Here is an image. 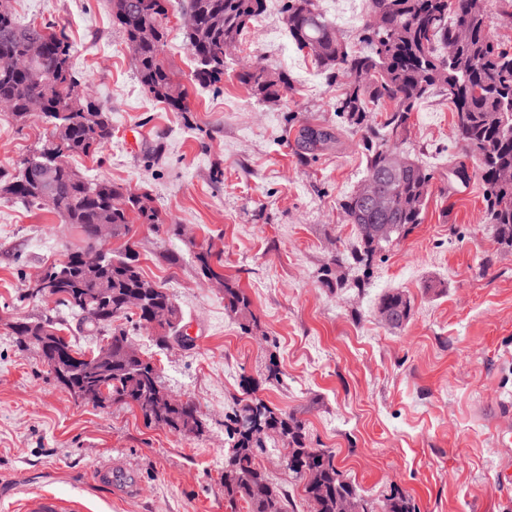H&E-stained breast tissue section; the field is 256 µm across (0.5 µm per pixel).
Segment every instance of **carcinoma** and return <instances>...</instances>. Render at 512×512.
Wrapping results in <instances>:
<instances>
[{
  "label": "carcinoma",
  "mask_w": 512,
  "mask_h": 512,
  "mask_svg": "<svg viewBox=\"0 0 512 512\" xmlns=\"http://www.w3.org/2000/svg\"><path fill=\"white\" fill-rule=\"evenodd\" d=\"M112 23L131 44L143 28L153 38L139 44L132 62L142 90L176 112H188L185 87L168 68L163 51L167 20L174 0H111ZM376 29H363L368 53H358L336 35V28L318 11L314 0H285L288 37L296 49L309 56L336 85L335 112L341 128L361 135L365 152V177L376 178L390 193V210L375 214L357 193L340 204L349 223L392 226L390 238L372 243L357 238L352 259L369 273L374 260L418 224L432 192L434 173L409 159L407 170L396 178L388 173L391 150L406 140L412 112L428 96L439 92L456 112L457 134L463 156L449 164L461 181L477 178L484 190L485 223L492 225L499 245L512 248V183L499 184L494 173L512 168V47L491 29L488 0H368ZM195 24L182 29L195 69L192 79L216 86L244 33L265 12L266 0H185ZM458 45L448 60L440 47ZM74 46L65 30L49 23H20L6 6L0 7V104L15 121L26 123L30 104L38 101L47 133L32 151L0 170V194L39 207L49 192L55 199L53 213L79 235L65 259L43 270L42 278L55 284L45 293L29 285L22 298H47L80 316L89 331L108 327L112 342V368L104 369L77 349L62 329L48 319L17 318L10 328L19 343L46 339L51 357L65 355V375L46 363L53 378L70 393L92 386L107 393V401L135 408L148 426H158L188 437L202 438L206 425L190 400L174 404L162 386L156 364L149 357L123 356L129 342L121 320L156 333L162 343L187 342L181 334L183 315L169 290L148 279L139 263L133 224L159 232H178L167 223L151 196L110 179H78L68 164L76 155L93 156L112 140V122L103 104L81 95L72 71ZM236 80L258 101L273 103L292 89L288 74L241 65ZM382 112L381 122L372 113ZM338 139L333 129L306 127L302 147L313 150ZM116 244L104 248L100 225ZM196 266L205 278H222L220 254L212 245L194 241ZM88 249L103 251L102 268L87 273L79 256ZM224 283V309L245 333L257 326V317L244 289L228 278ZM138 295L136 309L127 306ZM411 301L392 291L382 295L377 313L393 316L388 326L397 329L410 318ZM258 381L243 378V397L228 416L229 447L224 457V499L230 512L244 503L248 512H288V493L260 466L258 458L268 437L279 441L288 477L301 486L311 512H337L341 499H350L358 512H415L406 495L396 491L377 511L342 478L332 449L315 452L305 421L282 413L256 395Z\"/></svg>",
  "instance_id": "obj_1"
}]
</instances>
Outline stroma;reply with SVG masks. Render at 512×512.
I'll list each match as a JSON object with an SVG mask.
<instances>
[{"instance_id":"obj_1","label":"stroma","mask_w":512,"mask_h":512,"mask_svg":"<svg viewBox=\"0 0 512 512\" xmlns=\"http://www.w3.org/2000/svg\"><path fill=\"white\" fill-rule=\"evenodd\" d=\"M23 22L66 29L80 87L110 111L112 140L69 165L149 192L180 234L137 228L145 276L169 288L194 343L156 345L131 330L174 398L193 401L209 432L196 439L146 426L137 410L85 403L55 382L33 348L9 329L18 317L51 318L77 348L103 339L51 299L22 300L28 283L62 260L77 238L48 210L0 196V512H21L26 493L53 490L84 500L89 512H227L226 417L241 380L276 357L279 383L259 397L296 414L314 447L331 448L344 478L382 504L392 490L416 512H512V249L484 224L478 180L451 181L460 152L454 112L439 94L413 112L405 149L435 173L422 224L375 260L370 275L345 266L346 285L329 289L321 271L350 251L354 225L339 207L361 183L359 138L307 152L303 127H336L335 87L292 45L281 13L268 8L244 37L237 59L288 73L291 91L258 102L232 73L219 89L192 86L193 60L180 13L169 17L167 65L187 85L190 109L175 112L141 89L110 0H7ZM338 36L356 43L367 0H316ZM38 116L18 125L0 105V169L43 135ZM449 211H442V200ZM212 243L225 276L252 301L257 326L242 333L222 288L197 274L189 241ZM488 272H481V265ZM410 298L409 321L394 329L377 297ZM111 464L127 482L100 484Z\"/></svg>"}]
</instances>
